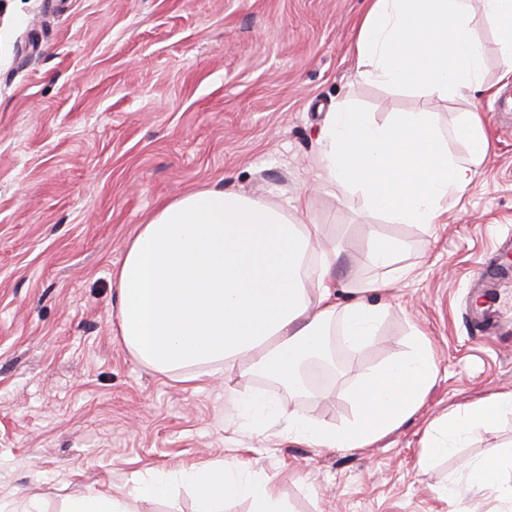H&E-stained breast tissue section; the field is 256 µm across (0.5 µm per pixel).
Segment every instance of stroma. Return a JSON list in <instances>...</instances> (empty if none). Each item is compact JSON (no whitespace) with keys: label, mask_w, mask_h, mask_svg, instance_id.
Here are the masks:
<instances>
[{"label":"stroma","mask_w":512,"mask_h":512,"mask_svg":"<svg viewBox=\"0 0 512 512\" xmlns=\"http://www.w3.org/2000/svg\"><path fill=\"white\" fill-rule=\"evenodd\" d=\"M364 0H0V498L65 512L128 493L135 474L238 455L259 460L290 512H512L461 481L463 461L512 444V415L428 472L432 423L512 391V77L486 22L495 94L480 116L489 155L440 223L390 224L359 194L321 190L319 132L332 105L379 122L457 104L354 80ZM300 207L325 240L350 243L341 301L376 275L367 230L410 245L373 343L345 351L297 395L259 374L187 385L139 363L112 313L125 242L164 203L214 181ZM438 377L416 414L368 448H315L234 399L264 394L344 426L362 373L402 354L412 328ZM458 478L457 500L439 498Z\"/></svg>","instance_id":"35a3bbf8"}]
</instances>
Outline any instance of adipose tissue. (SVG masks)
I'll list each match as a JSON object with an SVG mask.
<instances>
[{
    "label": "adipose tissue",
    "mask_w": 512,
    "mask_h": 512,
    "mask_svg": "<svg viewBox=\"0 0 512 512\" xmlns=\"http://www.w3.org/2000/svg\"><path fill=\"white\" fill-rule=\"evenodd\" d=\"M367 2L354 78L462 107L446 127L433 112H396L380 123L371 113L336 106L318 137L319 183L361 195L391 223L435 224L486 160L476 104L485 57L476 24H492L501 69L512 74V0ZM406 249L403 241L371 236L364 259L383 276L366 291L385 292L413 277ZM339 254L336 245L322 244L318 225L286 207L211 183L163 206L127 241L115 275L121 340L135 359L181 382L238 367L304 392L299 367L324 354L329 336L362 350L388 314V304L362 298L337 306ZM437 374L431 343L415 330L405 355L361 376L351 391L357 416L346 426L261 396L235 405L254 426L275 419L289 435L320 448H365L419 410ZM507 414L512 392L491 394L435 422L419 470H430ZM464 469L470 488L512 499V453L491 448ZM177 480L192 486L197 512H224L236 499L249 500L252 512H289L259 461L238 456L177 472L150 469L133 477L132 490L137 500L152 502Z\"/></svg>",
    "instance_id": "obj_1"
}]
</instances>
